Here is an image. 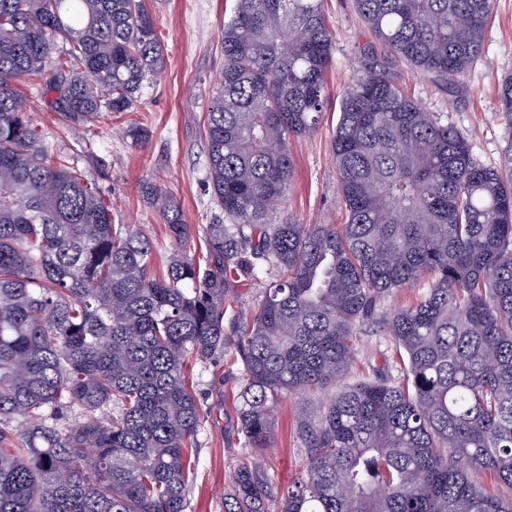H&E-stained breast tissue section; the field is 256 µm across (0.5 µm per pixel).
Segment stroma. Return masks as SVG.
I'll list each match as a JSON object with an SVG mask.
<instances>
[{
    "label": "stroma",
    "mask_w": 512,
    "mask_h": 512,
    "mask_svg": "<svg viewBox=\"0 0 512 512\" xmlns=\"http://www.w3.org/2000/svg\"><path fill=\"white\" fill-rule=\"evenodd\" d=\"M145 4L157 21L165 70L160 78L144 81L133 110L107 115L99 125L71 134L59 127L42 87H27L26 94L50 155L67 156L75 170L99 186L113 223L131 225L149 238L154 267L161 272L176 246L160 213L144 199V183L159 181L180 205L185 223L191 226L196 254L205 251L206 226L225 221L208 178L204 122L224 66L220 42L234 0H145ZM322 11L333 32L325 103L314 132L289 142L294 175L284 215L303 224L346 222L331 140L342 98L371 48L425 111L463 133L477 162L499 166L503 150L512 145V123L499 101L501 80L512 74V0H494L481 59L445 88L378 48L355 0H323ZM376 368L395 378L401 375L391 337L368 322L355 340V359L345 381L367 379ZM184 372L204 413L191 442L193 481L186 512H224V489L245 458L255 460L271 476L275 495L286 492L300 475L305 452L299 418L329 401L335 387L282 396L273 409L269 446L250 448L237 417L243 377L240 359L230 352L206 363L190 359Z\"/></svg>",
    "instance_id": "35a3bbf8"
}]
</instances>
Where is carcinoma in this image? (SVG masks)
I'll return each instance as SVG.
<instances>
[{"instance_id": "carcinoma-1", "label": "carcinoma", "mask_w": 512, "mask_h": 512, "mask_svg": "<svg viewBox=\"0 0 512 512\" xmlns=\"http://www.w3.org/2000/svg\"><path fill=\"white\" fill-rule=\"evenodd\" d=\"M388 52L438 82L482 55L493 0H355ZM206 116L213 196L229 219L190 225L144 192L182 254L112 223L100 188L50 158L25 84L63 128L127 112L165 69L144 0H0V512H186L201 420L189 358L243 364L237 414L265 448L284 393L345 375L382 319L402 378L374 370L304 414L306 456L280 512H512V145L498 167L369 57L332 139L344 224L273 221L292 137L323 109L333 38L322 0H236ZM267 275L224 325L239 271ZM509 490V496L500 489ZM269 479L238 464L224 512H268Z\"/></svg>"}]
</instances>
